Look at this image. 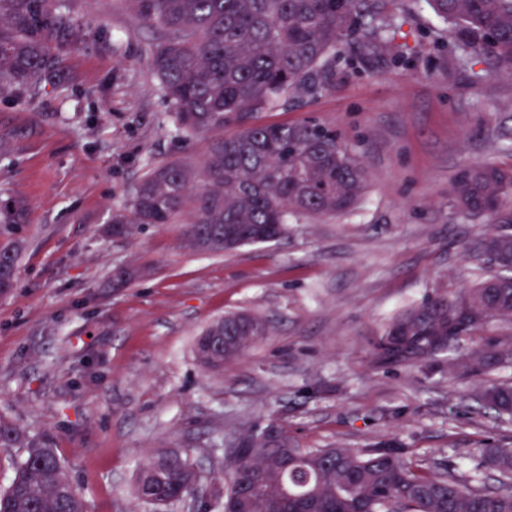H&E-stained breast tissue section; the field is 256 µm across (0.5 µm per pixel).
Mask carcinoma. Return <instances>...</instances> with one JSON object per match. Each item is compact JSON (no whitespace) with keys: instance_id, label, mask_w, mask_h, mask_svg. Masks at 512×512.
<instances>
[{"instance_id":"obj_1","label":"carcinoma","mask_w":512,"mask_h":512,"mask_svg":"<svg viewBox=\"0 0 512 512\" xmlns=\"http://www.w3.org/2000/svg\"><path fill=\"white\" fill-rule=\"evenodd\" d=\"M68 0H0V91L37 85L62 75L64 56L78 42ZM149 27L162 31L152 52L177 131L208 135L199 163L175 159L141 180L130 213H112L109 233L134 224H169L187 216L184 242H198L232 225L224 250L275 241L288 232V216L335 215L350 209L366 172L336 132L303 120L258 122V113L316 96L320 74L345 58L359 32L373 50L394 39L398 26L382 16L379 0H127ZM451 24L447 46L463 61L476 59L512 76V0H426ZM236 126L237 134L224 136ZM450 201L464 217L487 216L512 224V167L468 166L455 177ZM493 273L464 292L435 294L392 317L371 341L378 364H419L449 350L462 336L492 319L512 320V284L499 274L512 239L493 234L475 241ZM23 244L0 248L5 295L16 287ZM267 334L265 319L229 313L210 322L195 342L196 359L210 369L238 359ZM512 359V345L476 350L452 371L475 380L490 366ZM478 397L512 415V383L478 386ZM280 443L263 448L246 432L238 459L224 464V504L261 483L255 512H512V441L488 439L468 479L431 471L404 456L403 444L372 448L304 449L284 425ZM0 447L25 454L9 486L0 490V512H86L64 463L45 436L31 435L0 418ZM493 472L496 485L484 474ZM200 479L188 458L165 450L144 458L135 493L159 512L185 496Z\"/></svg>"}]
</instances>
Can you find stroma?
<instances>
[{"instance_id": "stroma-1", "label": "stroma", "mask_w": 512, "mask_h": 512, "mask_svg": "<svg viewBox=\"0 0 512 512\" xmlns=\"http://www.w3.org/2000/svg\"><path fill=\"white\" fill-rule=\"evenodd\" d=\"M80 36L67 76L0 93V206L20 197L25 242L17 286L0 296V416L47 436L87 512H153L137 500V462L190 457L200 487L167 512H222L227 443L280 419L304 448H365L395 438L407 457L466 477L481 440L512 436V416L472 398L448 361L512 343L493 320L449 356L380 366L370 341L392 316L434 293L472 285L491 267L467 253L497 224L449 201L464 167H512V78L441 48L447 25L425 0H390V49L345 47L354 67L322 75L316 99L261 113L336 129L367 182L347 212L295 216L276 242L224 254L184 247V218L104 234L155 165L199 158L182 139L151 68L159 30L126 0H69ZM129 282H118L119 272ZM270 334L223 370L196 361L212 320L237 311Z\"/></svg>"}]
</instances>
